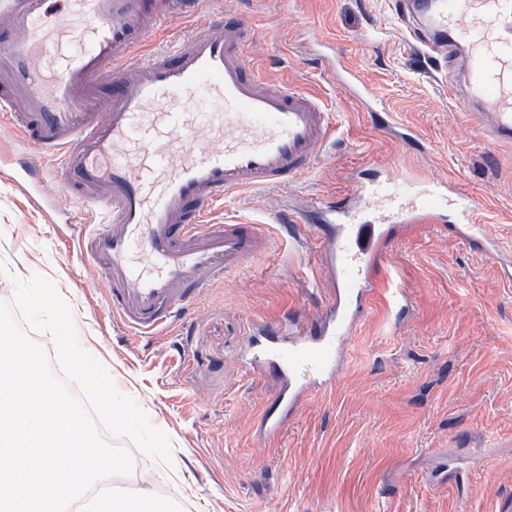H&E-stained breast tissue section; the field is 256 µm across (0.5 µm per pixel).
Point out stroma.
I'll return each instance as SVG.
<instances>
[{"label":"stroma","instance_id":"1","mask_svg":"<svg viewBox=\"0 0 512 512\" xmlns=\"http://www.w3.org/2000/svg\"><path fill=\"white\" fill-rule=\"evenodd\" d=\"M260 34L251 62L317 93L336 132L290 193L339 198L370 164L422 167L479 198L487 231L512 253V145L484 139L449 99L467 91L396 21L393 0H240ZM344 52L368 89L423 134L424 153L390 140L327 74L313 39ZM277 191L227 197L219 223L258 225L268 246L206 289L180 335L134 338L113 322L102 285L64 244L58 215L0 179V244L17 275L52 280L83 349L171 442L165 466L123 439L132 473L116 489L152 487L183 512H498L512 496V283L499 256L427 224L389 244L384 284L356 328L333 389L312 393L283 437L257 432L276 398L273 371L244 366L254 325L311 322L329 298L311 234L276 222Z\"/></svg>","mask_w":512,"mask_h":512}]
</instances>
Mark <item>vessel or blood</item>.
I'll use <instances>...</instances> for the list:
<instances>
[{"instance_id": "b4317fda", "label": "vessel or blood", "mask_w": 512, "mask_h": 512, "mask_svg": "<svg viewBox=\"0 0 512 512\" xmlns=\"http://www.w3.org/2000/svg\"><path fill=\"white\" fill-rule=\"evenodd\" d=\"M213 2L0 0V176L69 219L68 250L131 336L167 335L218 276L247 266L264 241L254 225L215 223V210L229 194L304 177L331 133L318 96L250 64L255 25ZM432 22L454 38L429 49L468 70L482 104L469 123L512 144V0H441ZM316 49L365 109L380 108L334 45ZM384 129L425 146L395 112ZM353 180L341 199L290 210L312 226L332 294L311 330L288 320L252 329L244 362L281 381L259 418L263 438L279 440L312 392L334 386L387 243L436 224L497 250L476 197L452 179L376 167Z\"/></svg>"}]
</instances>
